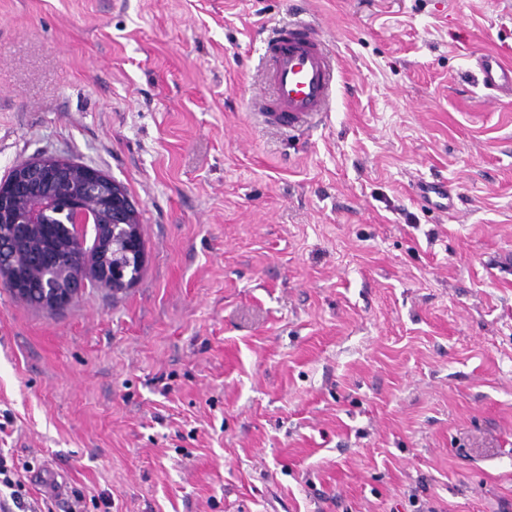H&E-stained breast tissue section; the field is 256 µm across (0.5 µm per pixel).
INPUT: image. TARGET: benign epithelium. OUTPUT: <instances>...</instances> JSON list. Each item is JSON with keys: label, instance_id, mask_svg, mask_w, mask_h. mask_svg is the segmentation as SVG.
Instances as JSON below:
<instances>
[{"label": "benign epithelium", "instance_id": "7a95c632", "mask_svg": "<svg viewBox=\"0 0 512 512\" xmlns=\"http://www.w3.org/2000/svg\"><path fill=\"white\" fill-rule=\"evenodd\" d=\"M62 163L36 160L26 166L25 171L14 176L8 185V191L0 193V224H30L32 226L44 222L47 213L54 210L65 217V223L73 225L76 230V269L72 285L64 289L54 300L61 309L71 305L80 287L87 284L83 264L88 228L103 223L102 214L91 199L98 192L103 178L98 174H90L84 187L66 196L53 197L48 188L63 174ZM29 201V205L21 212H14L17 202Z\"/></svg>", "mask_w": 512, "mask_h": 512}]
</instances>
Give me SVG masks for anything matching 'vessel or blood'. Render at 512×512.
I'll use <instances>...</instances> for the list:
<instances>
[{
	"mask_svg": "<svg viewBox=\"0 0 512 512\" xmlns=\"http://www.w3.org/2000/svg\"><path fill=\"white\" fill-rule=\"evenodd\" d=\"M486 88L512 94V63L494 52L477 59ZM336 62L314 26L296 20L275 32L265 79L274 97L264 118L267 124L289 131L318 119L333 91Z\"/></svg>",
	"mask_w": 512,
	"mask_h": 512,
	"instance_id": "b4317fda",
	"label": "vessel or blood"
}]
</instances>
